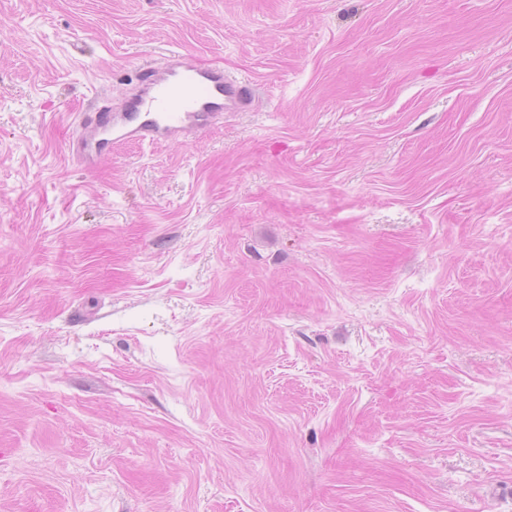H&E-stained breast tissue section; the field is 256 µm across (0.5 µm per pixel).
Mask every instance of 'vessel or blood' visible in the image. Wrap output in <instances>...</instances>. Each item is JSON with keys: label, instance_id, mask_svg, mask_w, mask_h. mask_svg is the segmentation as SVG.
I'll return each instance as SVG.
<instances>
[{"label": "vessel or blood", "instance_id": "obj_1", "mask_svg": "<svg viewBox=\"0 0 512 512\" xmlns=\"http://www.w3.org/2000/svg\"><path fill=\"white\" fill-rule=\"evenodd\" d=\"M253 102L248 83L220 68L199 66L174 51L162 68H145L134 92L120 108L86 112L70 143L73 159L96 165L112 139L177 144L203 132L227 112H243Z\"/></svg>", "mask_w": 512, "mask_h": 512}]
</instances>
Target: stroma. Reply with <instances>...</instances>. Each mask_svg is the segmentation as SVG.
Returning a JSON list of instances; mask_svg holds the SVG:
<instances>
[{"label":"stroma","mask_w":512,"mask_h":512,"mask_svg":"<svg viewBox=\"0 0 512 512\" xmlns=\"http://www.w3.org/2000/svg\"><path fill=\"white\" fill-rule=\"evenodd\" d=\"M0 512H512V0H0ZM253 102L248 83L221 68H203L190 55L171 52L163 68H145L136 90L119 109L84 112L70 143L73 159L96 165L113 140L182 143L203 132L223 112H243Z\"/></svg>","instance_id":"35a3bbf8"}]
</instances>
